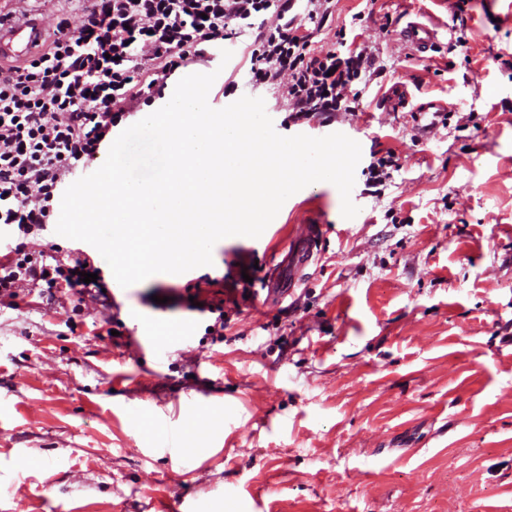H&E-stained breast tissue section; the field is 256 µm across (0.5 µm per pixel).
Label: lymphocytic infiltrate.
I'll return each instance as SVG.
<instances>
[{"label":"lymphocytic infiltrate","mask_w":512,"mask_h":512,"mask_svg":"<svg viewBox=\"0 0 512 512\" xmlns=\"http://www.w3.org/2000/svg\"><path fill=\"white\" fill-rule=\"evenodd\" d=\"M332 0H86L77 26L58 22L46 46L20 65L0 66V305L17 308L22 291L62 296L81 314L86 300L109 310L103 265L85 249L51 244L38 250L70 178L88 169L112 130L153 102L187 63L252 34L250 74L273 92L296 123L335 122L349 111L356 81L374 68L358 46L313 48L309 25L322 24ZM96 274L84 283L83 272Z\"/></svg>","instance_id":"lymphocytic-infiltrate-1"}]
</instances>
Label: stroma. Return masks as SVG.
<instances>
[{"label":"stroma","mask_w":512,"mask_h":512,"mask_svg":"<svg viewBox=\"0 0 512 512\" xmlns=\"http://www.w3.org/2000/svg\"><path fill=\"white\" fill-rule=\"evenodd\" d=\"M412 21L438 31L426 56L400 39ZM343 27L376 54L335 121L362 150L357 216L315 182L260 237L218 241L212 265L113 285L126 326L188 327L178 354L105 339L92 303L73 330L64 300L0 308V512H512V0H336L314 47ZM248 42L178 74L233 70L215 109L260 96ZM430 99L449 110L423 135ZM388 155L377 195L368 166ZM300 224L322 227L301 280L229 312L223 337L155 306L203 275L287 277ZM162 421L176 449L153 447Z\"/></svg>","instance_id":"obj_1"}]
</instances>
